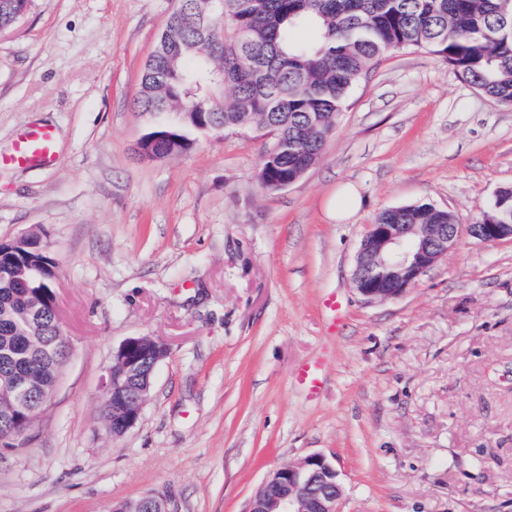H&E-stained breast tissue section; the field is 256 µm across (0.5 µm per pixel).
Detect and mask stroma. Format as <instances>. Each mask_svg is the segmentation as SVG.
<instances>
[{"label":"stroma","mask_w":512,"mask_h":512,"mask_svg":"<svg viewBox=\"0 0 512 512\" xmlns=\"http://www.w3.org/2000/svg\"><path fill=\"white\" fill-rule=\"evenodd\" d=\"M174 0H29L0 33V153L47 125L55 158L0 168V240L41 232L68 361L14 447L0 512H112L148 493L173 512H248L278 467L323 454L342 512H512V242L462 235L402 296L352 282L369 224L427 201L471 223L512 185V109L424 50L383 56L321 158L257 183L268 138L201 136L140 159L132 102ZM353 184L358 210L327 208ZM346 315L328 335L322 301ZM131 336L163 340L137 425L109 434L102 385ZM321 360L313 398L296 368Z\"/></svg>","instance_id":"35a3bbf8"}]
</instances>
